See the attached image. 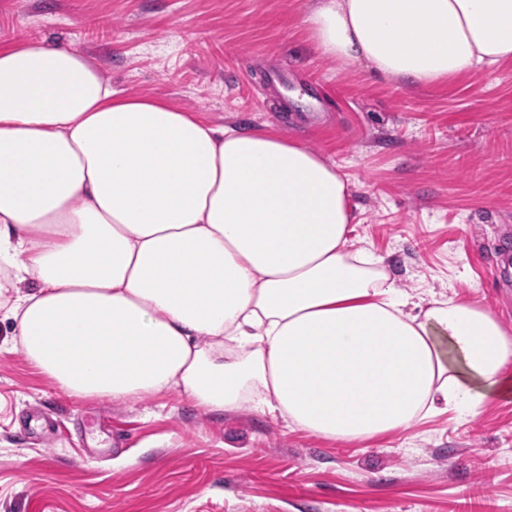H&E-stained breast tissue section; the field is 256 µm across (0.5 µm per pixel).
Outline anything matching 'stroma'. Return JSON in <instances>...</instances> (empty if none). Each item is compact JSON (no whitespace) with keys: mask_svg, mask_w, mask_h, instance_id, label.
Listing matches in <instances>:
<instances>
[{"mask_svg":"<svg viewBox=\"0 0 512 512\" xmlns=\"http://www.w3.org/2000/svg\"><path fill=\"white\" fill-rule=\"evenodd\" d=\"M316 0H0V43L80 51L122 95L273 129L350 182L352 237L399 288L489 307L512 333V64L411 86L321 55ZM288 69L289 88L253 75ZM322 78L317 105L300 98ZM0 320V512H512V393L388 437L324 439L179 393L82 399Z\"/></svg>","mask_w":512,"mask_h":512,"instance_id":"stroma-1","label":"stroma"}]
</instances>
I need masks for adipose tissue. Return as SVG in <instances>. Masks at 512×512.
Instances as JSON below:
<instances>
[{"instance_id":"ef3b65f1","label":"adipose tissue","mask_w":512,"mask_h":512,"mask_svg":"<svg viewBox=\"0 0 512 512\" xmlns=\"http://www.w3.org/2000/svg\"><path fill=\"white\" fill-rule=\"evenodd\" d=\"M305 23L325 57L414 85L512 63V0H319ZM355 220L346 175L298 141L0 45V315L71 395L176 389L356 442L512 387L498 316L409 305Z\"/></svg>"}]
</instances>
